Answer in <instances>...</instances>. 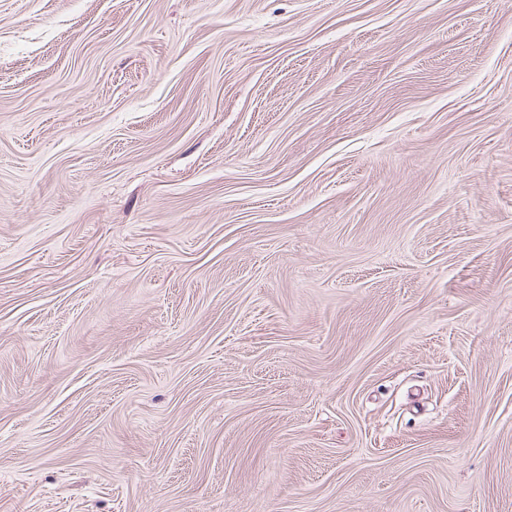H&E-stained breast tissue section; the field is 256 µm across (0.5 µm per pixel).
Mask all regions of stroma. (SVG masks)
I'll return each instance as SVG.
<instances>
[{
	"label": "stroma",
	"instance_id": "1",
	"mask_svg": "<svg viewBox=\"0 0 512 512\" xmlns=\"http://www.w3.org/2000/svg\"><path fill=\"white\" fill-rule=\"evenodd\" d=\"M0 512H512V0H0Z\"/></svg>",
	"mask_w": 512,
	"mask_h": 512
}]
</instances>
